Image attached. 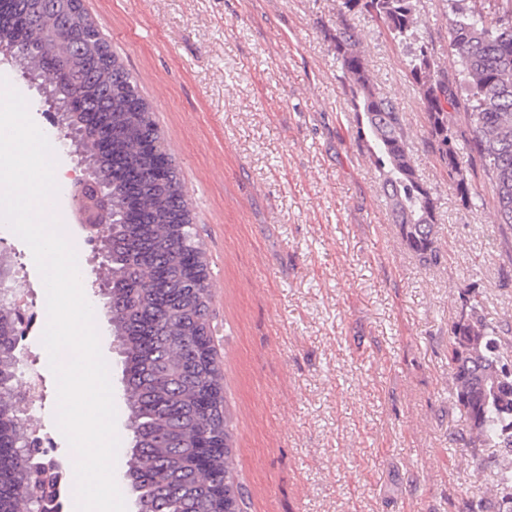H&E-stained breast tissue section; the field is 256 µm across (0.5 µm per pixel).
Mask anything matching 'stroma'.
Wrapping results in <instances>:
<instances>
[{"instance_id": "1", "label": "stroma", "mask_w": 512, "mask_h": 512, "mask_svg": "<svg viewBox=\"0 0 512 512\" xmlns=\"http://www.w3.org/2000/svg\"><path fill=\"white\" fill-rule=\"evenodd\" d=\"M150 104L197 224L210 325L247 512H460L496 480L494 448L463 443L448 392V329L463 288L512 326V240L471 175L464 206L427 143L406 48L369 15L350 23L402 112L444 254L426 270L400 243L355 140L324 37L341 0H82ZM448 56L443 0H418ZM0 75L33 122L54 120L11 62ZM116 429L131 435L107 315Z\"/></svg>"}]
</instances>
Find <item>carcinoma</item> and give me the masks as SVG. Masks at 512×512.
<instances>
[{
    "label": "carcinoma",
    "instance_id": "obj_1",
    "mask_svg": "<svg viewBox=\"0 0 512 512\" xmlns=\"http://www.w3.org/2000/svg\"><path fill=\"white\" fill-rule=\"evenodd\" d=\"M448 62L418 32L416 0H342L325 31L354 112L356 137L379 174L401 244L430 270L443 254L430 189L417 174L405 120L378 89L348 22L366 12L409 48L406 68L426 115L428 143L464 205L477 165L495 201L496 223L512 233V0L483 11L445 0ZM0 55L40 82L73 137L92 183L112 195L101 247L112 263L92 270L121 356L132 446L124 478L137 512H245L220 374L210 345L204 252L175 163L129 72L81 0H0ZM25 43L14 47L16 25ZM450 326L448 383L466 422L469 448H496L497 484L479 489L466 512H512V365L504 337L464 288ZM15 316L0 305V512H46L53 482L30 461L18 405L22 370ZM224 484V496L212 493Z\"/></svg>",
    "mask_w": 512,
    "mask_h": 512
}]
</instances>
